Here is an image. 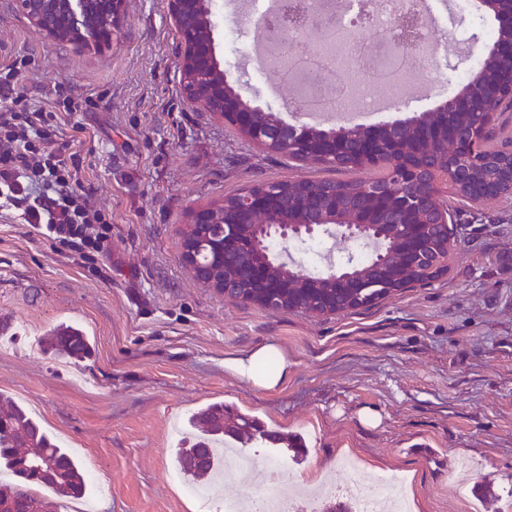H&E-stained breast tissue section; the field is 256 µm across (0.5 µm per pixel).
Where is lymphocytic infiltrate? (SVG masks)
<instances>
[{"instance_id": "f902f5d3", "label": "lymphocytic infiltrate", "mask_w": 512, "mask_h": 512, "mask_svg": "<svg viewBox=\"0 0 512 512\" xmlns=\"http://www.w3.org/2000/svg\"><path fill=\"white\" fill-rule=\"evenodd\" d=\"M24 66L18 60L0 71V210L109 274L112 217L82 185L69 151L76 135L19 92Z\"/></svg>"}]
</instances>
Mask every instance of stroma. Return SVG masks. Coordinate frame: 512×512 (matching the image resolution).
I'll list each match as a JSON object with an SVG mask.
<instances>
[{"label":"stroma","instance_id":"35a3bbf8","mask_svg":"<svg viewBox=\"0 0 512 512\" xmlns=\"http://www.w3.org/2000/svg\"><path fill=\"white\" fill-rule=\"evenodd\" d=\"M165 0H126L127 28L105 45L37 34L0 0V67L26 61L22 92L80 125L86 185L112 216V278L104 281L10 213L0 212V394L35 413L88 477L89 512H201L180 471L176 430L221 403L283 437L303 457L256 440L314 488L344 481L340 456L365 480L410 478L411 512H505L512 501V197L459 204L445 277L348 314L313 316L244 304L198 281L181 260L190 210L262 180L345 181L353 172L260 151L223 118L184 102ZM244 27L217 35L225 69L279 113L288 98L258 79ZM343 264L354 243L318 235L275 246L305 265ZM83 330L79 363L41 352L28 336L58 324ZM288 353L273 391L224 370L226 356L268 342Z\"/></svg>","mask_w":512,"mask_h":512}]
</instances>
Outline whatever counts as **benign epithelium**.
I'll return each instance as SVG.
<instances>
[{
    "label": "benign epithelium",
    "mask_w": 512,
    "mask_h": 512,
    "mask_svg": "<svg viewBox=\"0 0 512 512\" xmlns=\"http://www.w3.org/2000/svg\"><path fill=\"white\" fill-rule=\"evenodd\" d=\"M16 10L34 30L61 40L72 38L110 42L124 29L126 0H13ZM167 15L178 44V75L184 101L198 112L224 118L258 149L313 165H334L351 156L360 170L391 171L400 189L383 190L370 179L357 191L360 203L347 205L346 190L321 192L309 180H264L251 183L218 203L199 205L190 211L188 224L196 235L210 233L212 225L224 226L223 247L239 244L238 230L249 226L255 241L302 240L321 230L331 236L379 245L371 264L384 267L388 257L387 225L413 246L400 261L407 267H423L430 274L445 275L448 258L435 249L431 228L440 225L451 236L448 194L468 187L470 202L481 205L502 195H512V151L503 178L485 184L470 181L473 169L487 163L482 150L484 137L495 126L498 112L512 104V0H475L474 8L492 21L497 36L483 39L473 32L466 41L481 48L482 60L500 67L495 80L485 79L478 68L471 79L441 98L431 109L407 119L385 120L378 125L350 126L284 122L280 114L245 98L240 80L230 79L218 58L214 32L216 0H166ZM400 33L392 51L419 54L418 27L427 21L419 0H401ZM327 18L339 42L350 39L353 30L339 22L342 0H335ZM321 19L303 13L295 0H283L278 21L261 26L273 46L298 42L306 28ZM464 112L470 124L451 131L448 114ZM266 262L238 275L224 270V251L208 264L198 260L193 237L183 238L181 260L196 270L197 278L215 292L242 303L288 310L287 296L275 292L281 282L269 278V267L284 271L288 287L313 289L321 283L362 299L371 285L359 275L361 262L349 256L339 269L315 275L298 265H288L266 251Z\"/></svg>",
    "instance_id": "1"
}]
</instances>
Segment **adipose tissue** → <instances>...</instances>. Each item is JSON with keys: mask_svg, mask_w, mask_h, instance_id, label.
I'll return each instance as SVG.
<instances>
[{"mask_svg": "<svg viewBox=\"0 0 512 512\" xmlns=\"http://www.w3.org/2000/svg\"><path fill=\"white\" fill-rule=\"evenodd\" d=\"M224 368L262 390L282 385L288 375V353L278 343L270 342L247 354L226 358Z\"/></svg>", "mask_w": 512, "mask_h": 512, "instance_id": "obj_1", "label": "adipose tissue"}]
</instances>
